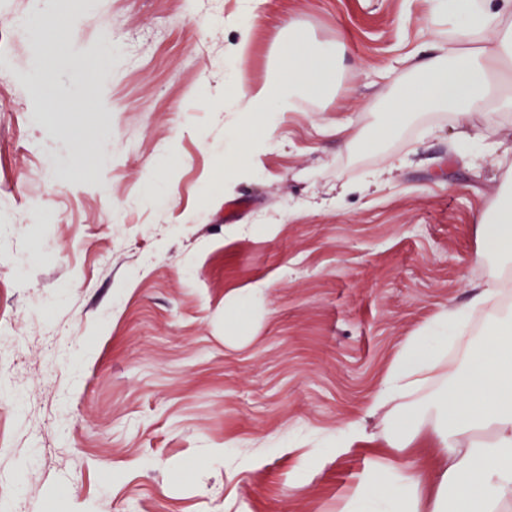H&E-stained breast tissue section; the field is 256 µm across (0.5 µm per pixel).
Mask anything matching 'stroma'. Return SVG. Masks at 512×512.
<instances>
[{
	"label": "stroma",
	"mask_w": 512,
	"mask_h": 512,
	"mask_svg": "<svg viewBox=\"0 0 512 512\" xmlns=\"http://www.w3.org/2000/svg\"><path fill=\"white\" fill-rule=\"evenodd\" d=\"M240 8L96 0L0 62L18 104L0 112V512H341L370 464L430 474L366 409L495 262L475 217L512 182V114H474L491 155L459 150L442 112L378 142L379 109L430 53L426 0H259L245 86L293 25L338 46L339 90L226 179ZM139 33L100 80V45ZM74 94L102 111H66ZM354 420L369 440L324 460Z\"/></svg>",
	"instance_id": "1"
}]
</instances>
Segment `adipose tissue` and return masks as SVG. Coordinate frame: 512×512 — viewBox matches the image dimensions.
<instances>
[{"label":"adipose tissue","mask_w":512,"mask_h":512,"mask_svg":"<svg viewBox=\"0 0 512 512\" xmlns=\"http://www.w3.org/2000/svg\"><path fill=\"white\" fill-rule=\"evenodd\" d=\"M427 30L436 54L421 66L422 79L391 98L384 119L404 112H445L476 152L497 143L470 130L473 112L512 111V12L486 0H429ZM339 49L311 41L289 27L275 75L245 89L230 77L224 109L274 135V119L307 101L335 94ZM491 252L498 257L468 309L448 307L424 336L405 346L391 364L368 408L386 423L385 443L397 451L428 449L429 481L391 463L360 480L342 512H512V187L500 191L492 215H480ZM489 316V336L469 349L462 368L448 375L446 350L459 341L469 311ZM489 440L481 441L477 431Z\"/></svg>","instance_id":"obj_1"}]
</instances>
